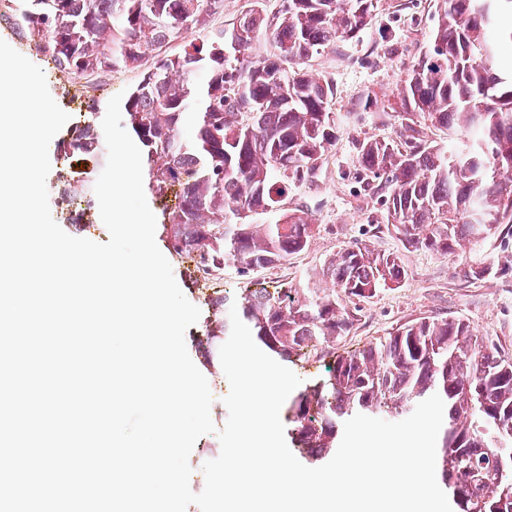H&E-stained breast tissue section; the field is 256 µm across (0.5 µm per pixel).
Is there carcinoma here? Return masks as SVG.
<instances>
[{"instance_id":"obj_1","label":"carcinoma","mask_w":512,"mask_h":512,"mask_svg":"<svg viewBox=\"0 0 512 512\" xmlns=\"http://www.w3.org/2000/svg\"><path fill=\"white\" fill-rule=\"evenodd\" d=\"M224 0H5L19 34L62 76L146 66L124 105L148 167L149 189L173 192L169 243L204 274L246 277L309 247L313 224L284 209L288 193L334 145L335 90L307 61L370 24L375 0H264L230 31L163 48L206 26ZM512 0H437L428 49L401 86L397 137L356 147L366 187L386 190L387 223L417 249L446 256L465 243L512 236ZM264 55L245 54L254 42ZM156 61L147 65L146 57ZM444 129L448 145L421 138ZM65 155L105 154L98 124L75 129ZM382 180L374 186L372 182ZM266 224H251V215ZM329 288H242L206 336L205 358L230 335L231 306L263 350L283 362L349 334L357 309L402 277L398 258L347 246L328 259ZM446 427L436 471L454 512H512V359L461 320L424 318L333 359L325 377L283 405L286 435L310 462L337 451L358 413L402 415L433 394Z\"/></svg>"}]
</instances>
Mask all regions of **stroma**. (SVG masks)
Wrapping results in <instances>:
<instances>
[{
    "instance_id": "1",
    "label": "stroma",
    "mask_w": 512,
    "mask_h": 512,
    "mask_svg": "<svg viewBox=\"0 0 512 512\" xmlns=\"http://www.w3.org/2000/svg\"><path fill=\"white\" fill-rule=\"evenodd\" d=\"M435 10V0H378L372 21L357 38L325 48L310 62L313 74L329 80L336 89V143L324 163L292 189L286 207L307 212L315 235L309 247L287 264L258 271L253 279L268 288L321 280L330 255L354 242L367 244L381 255H396L404 270L401 281L379 288L359 302L348 336L336 343L340 353L361 349L403 324L431 317L465 320L479 340L512 357V237L473 241L461 254L448 256L409 247L388 229L383 198L365 190L356 163L357 141L397 136V86L407 67L425 51ZM0 39L43 70L50 94L69 114L70 125L88 121L89 99L81 94V80L63 78L50 59L35 55L13 25L0 23ZM49 158L46 186L53 219L71 236L108 242L109 232L103 222L91 226L69 223L56 202L59 174H66L79 194L86 179L99 177L103 163L93 154L67 157L54 150ZM155 240L181 291L201 312L198 322L186 331L185 342L192 361L208 380L216 430L200 437L189 457L193 470L190 487L199 492L205 485L204 463L221 450L216 431L226 424L228 411L223 399L229 392L220 363H207L199 341L218 315L212 299L226 291L237 293L243 281L230 265L208 276L198 273L193 259L169 248L163 231H156ZM493 261L502 265V272L471 281L460 274L463 267Z\"/></svg>"
}]
</instances>
